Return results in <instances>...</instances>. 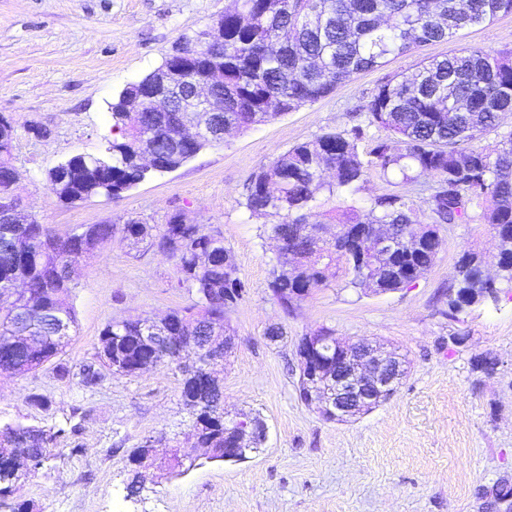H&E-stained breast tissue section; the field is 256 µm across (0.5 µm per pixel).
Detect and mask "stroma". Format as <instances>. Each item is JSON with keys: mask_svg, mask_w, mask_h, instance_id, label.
<instances>
[{"mask_svg": "<svg viewBox=\"0 0 512 512\" xmlns=\"http://www.w3.org/2000/svg\"><path fill=\"white\" fill-rule=\"evenodd\" d=\"M234 7V0H0V114L18 127L13 164L25 209L60 232L131 219L159 230L179 212L220 234L244 285L224 313L232 337L217 368L224 410L265 428L246 459L207 460L180 475L149 467L145 491L129 495L130 453L145 439L159 457L191 450L180 374L158 367L85 388L57 368L75 371L90 361L109 321L201 308L166 256L132 246L118 230L75 269L69 344L35 372L0 374V424L60 434L51 460L22 480L17 499L32 512H484L486 492L512 477V290L453 314L448 290L464 251L495 255L489 225H439L434 264L407 288L374 294L332 274L287 313L269 288L277 261L269 219L251 214L246 197L261 166L325 131L351 129L381 85L424 58L464 46L512 49V15L389 56L328 96L231 132L121 197L64 207L48 188L50 169L102 150L112 135L109 106L127 84L157 68L179 38ZM39 126L48 136L36 134ZM434 183L430 175L407 183L372 169L346 202L363 211L375 197L397 194L422 210ZM274 325L286 330L275 341L267 336ZM322 328L343 342L381 343L404 355L409 372L396 394L346 422L325 420L302 402L296 347ZM455 335L461 344L452 343ZM486 354L497 361L489 374L473 368ZM33 395L45 405H32Z\"/></svg>", "mask_w": 512, "mask_h": 512, "instance_id": "obj_1", "label": "stroma"}]
</instances>
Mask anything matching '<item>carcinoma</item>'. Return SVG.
<instances>
[{
	"label": "carcinoma",
	"mask_w": 512,
	"mask_h": 512,
	"mask_svg": "<svg viewBox=\"0 0 512 512\" xmlns=\"http://www.w3.org/2000/svg\"><path fill=\"white\" fill-rule=\"evenodd\" d=\"M238 8L224 13V53L201 52L187 62L198 79L213 70L224 72V111L210 114L207 126L192 141L179 138L187 113L130 112L128 106L143 88L161 77L177 88L180 97L182 61L165 57L162 64L140 81L128 84L110 104L112 139L95 156L76 155L63 168L50 172L49 189L64 205L94 197L117 198L143 181L149 172L141 157H154L155 172L173 171L203 149L224 140V131L242 129L274 119L312 103L351 80L361 71L378 67L390 55L407 53L431 42L450 40L468 28L485 24L500 14H512V0H237ZM512 112V51L495 54L480 47H463L443 59L423 62L411 75L380 86L365 104L368 125L387 133L363 156L357 140L359 125L349 131H327L293 146L251 179L246 207L255 214L279 218L270 225L279 242V256L269 287L285 308L309 296L326 282L331 267L349 277L353 288L370 287L375 265L390 264L392 291L407 286L412 271L431 267L435 256L412 260L374 258L362 266L358 255L363 240L353 236L330 240L317 235L320 222L312 220L323 205L322 196L342 197L358 188L366 171L399 173L405 182L428 174L437 178L435 195L428 201V216H419L404 197L382 195L371 201L367 213L351 206L332 218L336 229L361 224L412 226L419 238H435L436 225L467 224L476 201L488 206L480 214L485 224L512 225V132L493 147L480 145L482 137L500 126V116ZM16 128L0 116V292L16 281L30 288L21 300L30 319L57 312L69 327L76 324L71 304L72 278L67 254L69 238L85 240L88 251L104 246L114 233L112 224L81 225L58 233L28 214L11 209L19 198L13 165ZM134 245L157 248L172 261L178 283L194 291L203 307L200 316L172 312L159 321L170 336L165 351L145 344L140 322L109 321L99 337L94 357L106 355L118 364L115 373L133 376L146 363L181 368L188 337L197 325L212 335H224V310L235 303L243 284L224 239L204 225L187 221L181 213L169 216L162 233L130 220L122 227ZM484 258L466 251L457 262V296L449 308L480 301L476 279ZM498 282L512 285V251L497 258ZM12 310L0 308V371L11 368L10 355L41 363L60 353L49 340L38 350L11 340ZM78 378L84 387L99 385L104 377L88 362L77 373L60 368V377ZM20 459L0 456V495L12 499L21 481L22 465L48 453L60 432L26 424H8ZM195 447L210 448L213 460L224 458V423L195 429Z\"/></svg>",
	"instance_id": "cac0c4a2"
}]
</instances>
